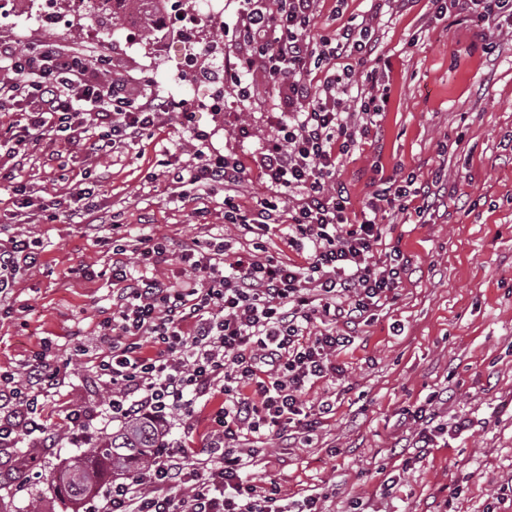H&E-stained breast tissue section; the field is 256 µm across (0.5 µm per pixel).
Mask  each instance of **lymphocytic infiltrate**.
<instances>
[{"instance_id":"1","label":"lymphocytic infiltrate","mask_w":512,"mask_h":512,"mask_svg":"<svg viewBox=\"0 0 512 512\" xmlns=\"http://www.w3.org/2000/svg\"><path fill=\"white\" fill-rule=\"evenodd\" d=\"M317 2L244 0L235 61L224 69L242 100L254 95L248 77L255 73L276 93L277 134L253 157L270 196L242 206L236 192L246 166L237 156L206 151L208 135L195 128L192 157L172 153L162 162L171 191H223L224 221L243 234L287 225L288 243L304 262L243 256L228 268L222 249L191 247L178 259L193 276L175 282L113 265L112 277L122 284L112 299L119 334L94 365L98 379L112 387L106 414L161 423L176 411L193 413L212 389H220L224 401L213 417V464L189 468L159 451L145 477L113 479L93 512H292L279 505L277 489L242 479L237 442L245 432L259 439L286 431L299 419L314 428L306 389L342 376L334 356L352 342L336 331V321L365 318L400 283V251H390L381 263L375 259L383 235L377 202L352 221L346 187L335 179L339 155L368 134L379 110L367 93L357 111H347L344 97L354 73L339 74L328 65L352 56L366 60L378 38L364 22L333 34L316 32ZM106 64L102 56L51 41L23 51L0 43V110L33 106L20 129L0 137V148L16 156L58 133L77 141L91 122L99 130L92 150L108 155L138 144L163 114L190 119L183 102L152 92L137 99L123 76L102 79ZM316 68L323 71L317 83L311 80ZM150 344L161 346V353L146 354ZM28 375L22 386L13 371L0 370V443L14 441L20 431L30 437L47 431L45 407L66 370L55 355L41 352Z\"/></svg>"}]
</instances>
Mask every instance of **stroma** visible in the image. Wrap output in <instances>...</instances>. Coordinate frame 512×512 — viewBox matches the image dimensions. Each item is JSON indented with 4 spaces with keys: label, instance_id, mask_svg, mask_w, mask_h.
<instances>
[{
    "label": "stroma",
    "instance_id": "35a3bbf8",
    "mask_svg": "<svg viewBox=\"0 0 512 512\" xmlns=\"http://www.w3.org/2000/svg\"><path fill=\"white\" fill-rule=\"evenodd\" d=\"M42 2L6 0L0 40L20 48L45 40L92 47L112 71L130 78L133 94L149 80L156 92L185 100L214 152L247 162L273 137L274 99L262 79H255L247 102L225 83L222 111L211 107L209 75L234 48L239 0H224L223 16L212 18L205 17L202 0H170L189 19L176 25L160 17L169 41L163 51L157 40L128 35L122 26L100 28L91 19L76 31L65 22H41ZM375 3L318 0V30L370 22L378 48L358 72H376L388 93L378 128L339 156L336 178L347 187L353 214L388 177L409 174L435 193L436 207L420 217L412 202L402 210L381 206L379 250L399 248L406 260L396 299L369 321L338 324L354 342L335 357L344 376L319 380L304 395L311 405L335 404L311 445L286 435H242L240 447L255 451L243 476L291 500L319 496L323 512H512V20L491 32L477 15L441 13L432 0H414L400 11L379 12ZM212 44L217 53L197 56L195 77L186 79L187 53ZM95 134L88 126L79 144L53 136L20 163L0 152V167L15 171L32 202L16 213L10 188L0 182V239L38 246L36 264L21 265L0 299V367L26 381V363L46 340L58 360L69 363L47 434L22 435L16 447H0V512H88L89 502L57 499L46 477L88 440L120 428L103 415L107 390L94 376L107 350L100 335L112 321L117 289L112 251L94 226L41 211L42 197L69 200L78 180L87 178L100 221L117 225L128 241L149 236L167 244L163 261L125 255L132 273L162 281L188 276L177 256L194 243L223 244L229 264L244 255L303 260L288 245L287 225L255 241L225 223L221 197H167L160 159L168 150L192 152L179 114L163 116L139 144L108 156L87 154ZM431 394L438 421L465 417L471 425L418 453V427L405 412ZM72 409L97 415L76 437L64 420ZM209 413L199 406L193 416L168 419L163 445L180 450L185 466L209 457Z\"/></svg>",
    "mask_w": 512,
    "mask_h": 512
}]
</instances>
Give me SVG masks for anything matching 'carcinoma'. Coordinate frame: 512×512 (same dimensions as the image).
<instances>
[{"label": "carcinoma", "instance_id": "1", "mask_svg": "<svg viewBox=\"0 0 512 512\" xmlns=\"http://www.w3.org/2000/svg\"><path fill=\"white\" fill-rule=\"evenodd\" d=\"M113 27L127 18L141 20L144 36L156 30L155 22L165 0H91ZM159 431L155 423L133 419L112 436L88 448L83 455L61 467L50 477L51 489L60 499L81 501L94 497L106 478L116 472H138L154 461Z\"/></svg>", "mask_w": 512, "mask_h": 512}]
</instances>
